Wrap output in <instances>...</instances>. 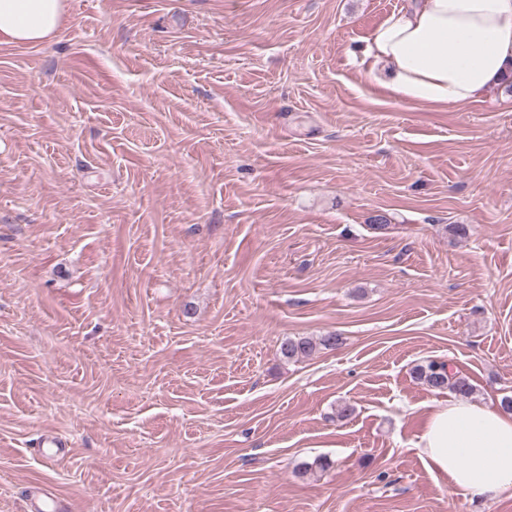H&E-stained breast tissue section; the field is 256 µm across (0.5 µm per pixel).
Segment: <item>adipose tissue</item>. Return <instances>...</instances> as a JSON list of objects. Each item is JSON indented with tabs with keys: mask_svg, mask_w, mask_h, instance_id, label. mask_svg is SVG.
Listing matches in <instances>:
<instances>
[{
	"mask_svg": "<svg viewBox=\"0 0 512 512\" xmlns=\"http://www.w3.org/2000/svg\"><path fill=\"white\" fill-rule=\"evenodd\" d=\"M64 0H0V43L39 46ZM360 74L396 101L445 107L512 80V0H414L366 39ZM416 447L456 489L487 502L512 495V412L454 397L429 411Z\"/></svg>",
	"mask_w": 512,
	"mask_h": 512,
	"instance_id": "adipose-tissue-1",
	"label": "adipose tissue"
}]
</instances>
